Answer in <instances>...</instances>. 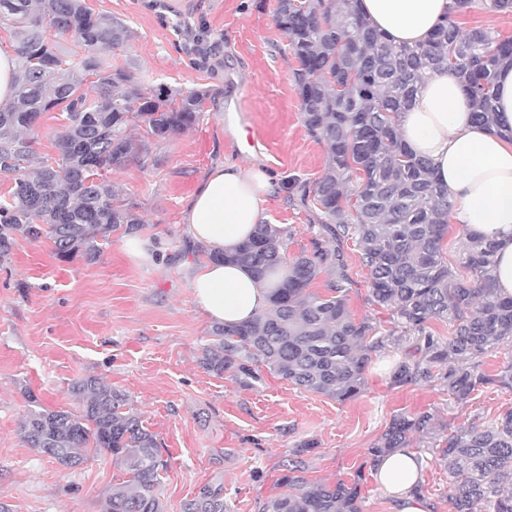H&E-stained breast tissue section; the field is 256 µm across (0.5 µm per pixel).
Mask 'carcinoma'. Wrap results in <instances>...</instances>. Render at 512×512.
<instances>
[{
    "instance_id": "1",
    "label": "carcinoma",
    "mask_w": 512,
    "mask_h": 512,
    "mask_svg": "<svg viewBox=\"0 0 512 512\" xmlns=\"http://www.w3.org/2000/svg\"><path fill=\"white\" fill-rule=\"evenodd\" d=\"M474 2L452 0L429 41L407 46L374 29L357 0H278L275 20L297 63L302 120L327 154L320 178L309 184L293 177L288 189L319 212L337 245L316 238L309 253L289 260L282 231L262 222L252 238L213 255L247 266L259 279L284 264L288 275L257 317L212 329L207 371L252 387L265 368L343 402L363 392L371 353L391 348L405 354L392 374L395 385L438 378L462 407L480 386L512 388V361L493 377L480 371L486 357L512 346V297L495 288L496 244L470 234L461 268L448 264V192L435 183L430 163L402 144L397 128L422 73L446 69L466 87L474 119L499 130L496 77L512 67V41L482 28L461 31L459 17ZM8 22L17 40L19 87L0 108V173L15 181L0 200V265L11 262L19 235L49 239L65 260L94 261L112 231L123 224L131 231L137 223L110 173L146 156L149 139L192 127L207 92L183 95L164 86L144 92L130 73L97 56L124 46L126 26L91 13L80 0H0V26ZM64 35L87 52L79 68L55 41ZM57 107L66 120L55 139L59 162L45 160L30 173L35 152L23 133ZM140 123L143 140L131 134ZM350 239L369 271L372 304L390 311L391 328L382 334L348 308L342 243ZM323 273L330 276L326 294L309 291ZM438 320L448 323V336L431 331ZM71 391L82 408L29 411L24 442L67 467L83 462L85 448L110 454L128 479L112 488L105 512H164L159 489L169 463L129 396L92 376L72 382ZM435 431L430 414H398L369 455L376 461ZM445 442L438 461L448 470L452 512H475L479 503L486 512H512V488L503 487L512 482V410L487 425H458ZM282 466L286 491L261 512H361L359 483H310L295 452ZM182 512H226L224 484L206 485Z\"/></svg>"
}]
</instances>
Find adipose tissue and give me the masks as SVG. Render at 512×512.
Returning a JSON list of instances; mask_svg holds the SVG:
<instances>
[{
    "instance_id": "1",
    "label": "adipose tissue",
    "mask_w": 512,
    "mask_h": 512,
    "mask_svg": "<svg viewBox=\"0 0 512 512\" xmlns=\"http://www.w3.org/2000/svg\"><path fill=\"white\" fill-rule=\"evenodd\" d=\"M451 2L358 0V8L392 42L415 46L429 40ZM399 130L408 150L429 160L447 188L453 221L496 241L495 286L512 297V138L490 133L473 119L463 83L445 70L426 72L411 108L400 115ZM275 188L267 169L217 166L187 207L185 236L212 254L233 249L251 237ZM284 275L278 269L261 280L245 266L214 260L193 272L190 287L212 324L237 325L267 309ZM423 467V457L408 448L379 461L375 474L394 512H428L418 490Z\"/></svg>"
}]
</instances>
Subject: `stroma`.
<instances>
[{
    "label": "stroma",
    "instance_id": "stroma-1",
    "mask_svg": "<svg viewBox=\"0 0 512 512\" xmlns=\"http://www.w3.org/2000/svg\"><path fill=\"white\" fill-rule=\"evenodd\" d=\"M130 30L127 45L104 52L143 88L208 91L199 121L152 145L148 157L113 172L112 183L139 218L138 236L162 243L158 264H136L118 229L92 262L55 257L49 239L17 238L11 263L0 266V500L11 512H104L124 474L111 457L88 454L66 467L23 442L20 426L39 401L77 411L73 381L96 376L125 390L144 425L170 453L161 485L164 512L201 486L223 483L226 512H260L275 494L286 456L304 449L311 482L362 475L363 512H392L373 475L369 450L392 417L430 413L440 424L490 422L512 410V389L490 385L454 408L441 381L392 384L398 351L373 353L365 392L348 401L297 389L265 375L244 389L207 372L201 359L212 323L197 309L190 270L207 255L182 233V214L212 169L224 162L272 171L277 190L264 220L290 228L289 257L311 248L315 211L295 205L286 183L323 174L326 150L302 123L296 61L275 23L277 0H84ZM206 23L216 53L210 67L192 64L193 36ZM253 143H246L244 127ZM356 318L387 327L389 314L370 301L369 272L354 242L343 244ZM426 458L420 490L431 512H450L448 473Z\"/></svg>",
    "mask_w": 512,
    "mask_h": 512
}]
</instances>
